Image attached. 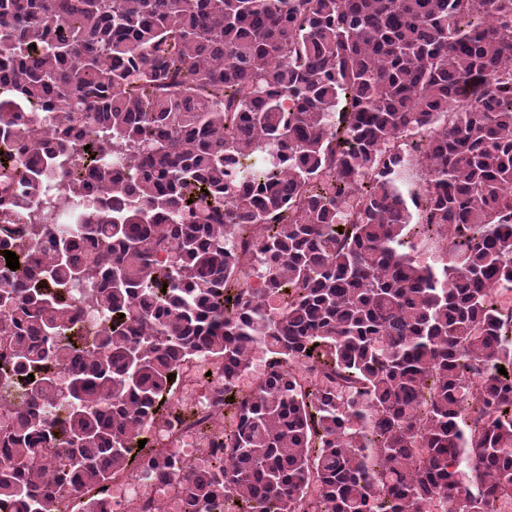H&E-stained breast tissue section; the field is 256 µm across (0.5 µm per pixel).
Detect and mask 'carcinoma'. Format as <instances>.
<instances>
[{
	"instance_id": "1",
	"label": "carcinoma",
	"mask_w": 512,
	"mask_h": 512,
	"mask_svg": "<svg viewBox=\"0 0 512 512\" xmlns=\"http://www.w3.org/2000/svg\"><path fill=\"white\" fill-rule=\"evenodd\" d=\"M0 223L44 254L0 269L29 396L0 414V512L124 472L202 357L233 433L198 472L141 457L180 512H512V0H0ZM84 283L111 317L91 361ZM410 241L413 245V254L425 261H435L443 256L442 242L436 233H423L419 228L412 230ZM95 288H97V284H85L76 288V291L81 296L84 312L80 323V330L76 332L73 339L75 344L88 356L94 355L97 351L93 331L106 318L104 314L95 309L91 304V297Z\"/></svg>"
}]
</instances>
